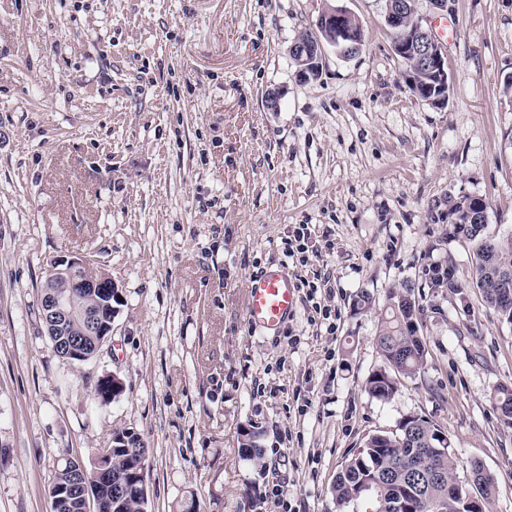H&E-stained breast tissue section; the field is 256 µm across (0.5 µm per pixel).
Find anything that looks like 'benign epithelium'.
<instances>
[{
	"label": "benign epithelium",
	"mask_w": 512,
	"mask_h": 512,
	"mask_svg": "<svg viewBox=\"0 0 512 512\" xmlns=\"http://www.w3.org/2000/svg\"><path fill=\"white\" fill-rule=\"evenodd\" d=\"M405 13L407 8L404 6L397 12L386 10L385 25L399 32V39L392 43L393 50L407 65L409 72H425L426 85L414 89V92L427 102L441 104L448 99L452 88L448 57L421 17L415 15L410 26H402L399 16ZM350 17L352 14L347 10L333 8L320 18L325 38L294 42L291 51L302 63L297 71L301 79L309 80L318 76L326 48L331 47L340 55L357 50L353 29L346 26ZM87 269L89 264L83 259L60 256L53 261L43 284L41 317L47 334L58 337L54 346L62 357L76 362L87 361L89 356L85 353L82 340L72 337L69 325L84 324V335L99 337L96 344L99 349L112 336V317L118 313V305L122 303L121 291L110 277L95 272L87 279L83 277V271ZM74 288L96 291L100 296L98 311L93 313L75 307L72 302ZM77 504L81 512H94L96 501L88 485L82 482L58 489L53 498V507L60 512Z\"/></svg>",
	"instance_id": "obj_1"
}]
</instances>
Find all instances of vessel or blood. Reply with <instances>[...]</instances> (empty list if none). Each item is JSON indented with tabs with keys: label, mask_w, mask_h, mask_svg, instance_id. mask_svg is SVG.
Wrapping results in <instances>:
<instances>
[{
	"label": "vessel or blood",
	"mask_w": 512,
	"mask_h": 512,
	"mask_svg": "<svg viewBox=\"0 0 512 512\" xmlns=\"http://www.w3.org/2000/svg\"><path fill=\"white\" fill-rule=\"evenodd\" d=\"M297 299L293 276L281 265H269L247 282L245 319L252 327L277 331L294 314Z\"/></svg>",
	"instance_id": "1"
}]
</instances>
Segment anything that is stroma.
I'll list each match as a JSON object with an SVG mask.
<instances>
[{
  "label": "stroma",
  "instance_id": "stroma-1",
  "mask_svg": "<svg viewBox=\"0 0 512 512\" xmlns=\"http://www.w3.org/2000/svg\"><path fill=\"white\" fill-rule=\"evenodd\" d=\"M332 7L364 45L326 49L301 80L290 47ZM414 9L456 30L444 107L409 88L385 0H0V512H50L59 460L95 459L121 429L147 445L149 512H249L256 494V512H339L346 460L407 415L480 460L492 512H512L495 401L512 387V324L473 287L472 246L446 217L449 197L482 196L488 234L512 241V0ZM300 224L311 235L291 257ZM62 255L123 295L82 363L40 316ZM272 263L304 285L267 333L244 299ZM405 288L426 361L379 401L376 336ZM106 375L124 390L104 404ZM246 428L260 461L240 452Z\"/></svg>",
  "mask_w": 512,
  "mask_h": 512
}]
</instances>
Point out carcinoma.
I'll return each instance as SVG.
<instances>
[{
  "instance_id": "1",
  "label": "carcinoma",
  "mask_w": 512,
  "mask_h": 512,
  "mask_svg": "<svg viewBox=\"0 0 512 512\" xmlns=\"http://www.w3.org/2000/svg\"><path fill=\"white\" fill-rule=\"evenodd\" d=\"M479 202L477 195L448 198V223L454 233L474 244L472 278L486 306L503 320L512 323V300L505 302L501 292L512 291V280L495 282L498 269L512 271V242L487 235L465 232L468 213ZM390 314L381 326L376 344L382 365L366 381L369 396L388 401L397 392L398 378L412 377L423 367L425 346L419 336L416 301L410 291L389 295ZM497 409L504 424L512 426V389L498 388ZM443 430L427 419L408 415L391 432L373 434L364 446L347 460L336 475L333 493L338 506L346 508L369 499L373 510L381 512H490L495 493V479L477 460L463 463L452 444L440 445ZM257 433L243 432L241 453L258 460L261 449ZM147 446L136 437L130 448L112 451V473L130 479L126 491L105 483L95 473V466L84 464L85 478L98 503V512H148L149 489L138 473L145 472ZM469 473L470 481L461 483L459 469ZM75 478V468L63 461L55 471L49 489L67 486Z\"/></svg>"
}]
</instances>
